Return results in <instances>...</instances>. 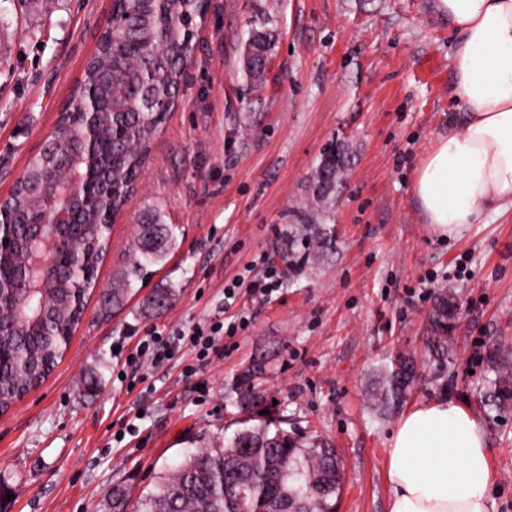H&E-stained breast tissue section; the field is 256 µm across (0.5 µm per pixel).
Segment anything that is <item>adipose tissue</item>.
<instances>
[{"mask_svg":"<svg viewBox=\"0 0 512 512\" xmlns=\"http://www.w3.org/2000/svg\"><path fill=\"white\" fill-rule=\"evenodd\" d=\"M459 39L455 87L461 124L418 164L413 191L444 237L512 209V0H436ZM389 512H491L493 477L483 424L464 405L407 410L388 439Z\"/></svg>","mask_w":512,"mask_h":512,"instance_id":"1","label":"adipose tissue"}]
</instances>
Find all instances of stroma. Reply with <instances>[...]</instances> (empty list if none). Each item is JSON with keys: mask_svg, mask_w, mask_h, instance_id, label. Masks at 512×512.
Segmentation results:
<instances>
[{"mask_svg": "<svg viewBox=\"0 0 512 512\" xmlns=\"http://www.w3.org/2000/svg\"><path fill=\"white\" fill-rule=\"evenodd\" d=\"M111 10L112 0H0V196L54 132ZM259 16L275 40L256 84L241 59ZM456 41L435 0H210L181 103L112 226L98 290L130 268L152 207L176 225V245L110 316L90 297L58 367L0 414V512H109L117 488L138 499L204 438L233 435L253 365L273 418L337 448L338 512H388L398 416L381 414L371 388L396 357L427 362L408 406L462 401L483 423L493 512H512V408L484 397L493 352L512 343V210L448 239L413 192L421 157L464 118ZM334 146L348 155L325 219L334 249L310 254L271 300L240 296L234 309L252 322L202 367L208 393L184 375L193 352L158 367L127 362L150 331L224 319L225 285L261 275L259 256L274 255L310 207L315 169ZM158 288L172 291V305L151 314L144 304ZM443 291L457 314L441 355L429 315ZM91 371L103 387L86 395Z\"/></svg>", "mask_w": 512, "mask_h": 512, "instance_id": "35a3bbf8", "label": "stroma"}]
</instances>
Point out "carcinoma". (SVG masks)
Segmentation results:
<instances>
[{"label":"carcinoma","instance_id":"cac0c4a2","mask_svg":"<svg viewBox=\"0 0 512 512\" xmlns=\"http://www.w3.org/2000/svg\"><path fill=\"white\" fill-rule=\"evenodd\" d=\"M206 0H116L124 27L104 34L97 52L85 67L81 87L62 109L63 129L51 148L29 156L26 180L6 200L25 214L33 195L45 188V179L62 159L74 154L87 131L84 112L90 108L87 91L104 92L112 80V105L97 118V162L84 178L80 195L68 197L70 174L52 185L60 203L75 208L81 223L73 232L65 258L50 262L43 288L18 302L0 300V412L8 410L19 394L37 387L58 366L82 320L97 285V271L109 247L110 229L86 222L96 206L112 202L119 211L142 173L152 145L170 113L195 49L198 26L204 22ZM272 35L254 29L245 42L242 71L253 80L268 61ZM346 154L331 149L323 154L312 183V196L321 211L336 200ZM299 223L302 238L311 250L334 248L332 231L311 224L305 215ZM175 245L173 228L162 223V209L155 208L139 225L135 257L121 287L101 294L104 308L123 306L133 282L143 281L149 268L160 263ZM31 237L25 225L15 227L10 246L0 251V284L6 288L23 270ZM173 294L156 290L147 309L161 313ZM451 304L440 294L431 313L433 340L447 341ZM417 371L411 358L382 365L374 389L375 401L386 411L396 410L413 388ZM489 401L503 409L512 406V352L501 349L490 361L487 380ZM238 403L262 409L263 397L252 385V373L242 377ZM343 489V470L337 449L328 444L308 445L295 431L266 418L255 426L238 429L224 441L191 452L180 465L158 477L153 490L133 505L120 492L112 493L116 512H336Z\"/></svg>","mask_w":512,"mask_h":512}]
</instances>
